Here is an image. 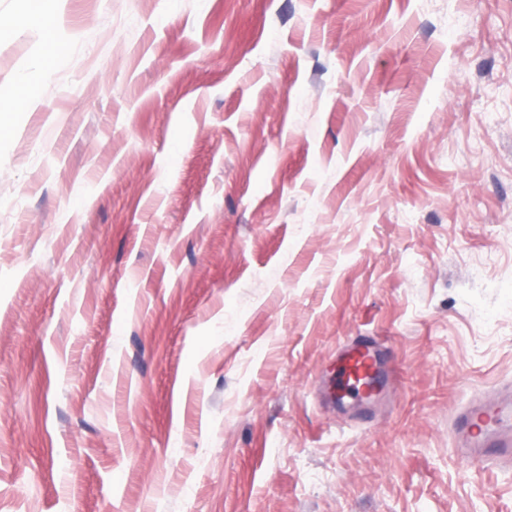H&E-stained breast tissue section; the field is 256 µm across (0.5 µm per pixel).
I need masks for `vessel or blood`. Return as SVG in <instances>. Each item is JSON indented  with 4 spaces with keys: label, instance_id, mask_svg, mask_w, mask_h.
Returning <instances> with one entry per match:
<instances>
[{
    "label": "vessel or blood",
    "instance_id": "b4317fda",
    "mask_svg": "<svg viewBox=\"0 0 512 512\" xmlns=\"http://www.w3.org/2000/svg\"><path fill=\"white\" fill-rule=\"evenodd\" d=\"M339 363V391L332 395V402L342 403L348 395L363 404L375 401L392 384L391 366L375 337L360 336L348 343ZM456 422V454L462 465L512 461L511 396L468 405L457 414Z\"/></svg>",
    "mask_w": 512,
    "mask_h": 512
}]
</instances>
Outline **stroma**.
I'll return each instance as SVG.
<instances>
[{
    "label": "stroma",
    "instance_id": "1",
    "mask_svg": "<svg viewBox=\"0 0 512 512\" xmlns=\"http://www.w3.org/2000/svg\"><path fill=\"white\" fill-rule=\"evenodd\" d=\"M53 8L0 138V512H512L453 430L512 393V0ZM69 50L67 45L57 42L54 32L42 31L41 48L21 71L16 82V94L7 98L0 96V112H11L29 104L26 92L38 87L48 76L56 57ZM339 389L330 394L337 405L345 395H354L359 405L379 400L392 385L391 365L386 363L374 336H358L339 355ZM343 393V394H342Z\"/></svg>",
    "mask_w": 512,
    "mask_h": 512
}]
</instances>
